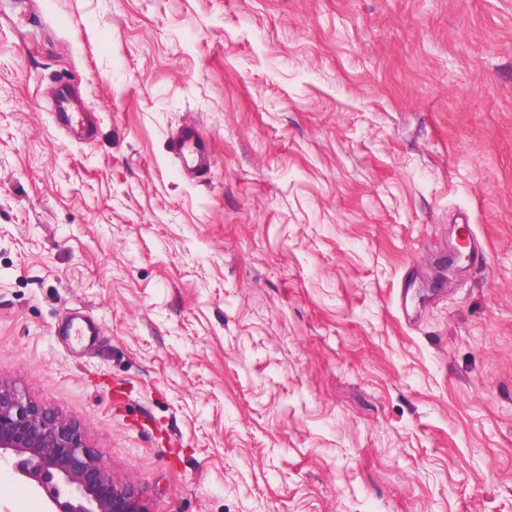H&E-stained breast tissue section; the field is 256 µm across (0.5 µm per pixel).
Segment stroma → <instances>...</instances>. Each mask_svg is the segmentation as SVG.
<instances>
[{
	"label": "stroma",
	"instance_id": "35a3bbf8",
	"mask_svg": "<svg viewBox=\"0 0 512 512\" xmlns=\"http://www.w3.org/2000/svg\"><path fill=\"white\" fill-rule=\"evenodd\" d=\"M0 379L150 512H512V0H0ZM170 152L189 175L208 169L212 160L209 139L193 122L185 123L177 131L170 141Z\"/></svg>",
	"mask_w": 512,
	"mask_h": 512
}]
</instances>
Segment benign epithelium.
Returning <instances> with one entry per match:
<instances>
[{
	"instance_id": "1",
	"label": "benign epithelium",
	"mask_w": 512,
	"mask_h": 512,
	"mask_svg": "<svg viewBox=\"0 0 512 512\" xmlns=\"http://www.w3.org/2000/svg\"><path fill=\"white\" fill-rule=\"evenodd\" d=\"M43 503V512H147L137 489L116 481L79 423L0 381V470Z\"/></svg>"
}]
</instances>
